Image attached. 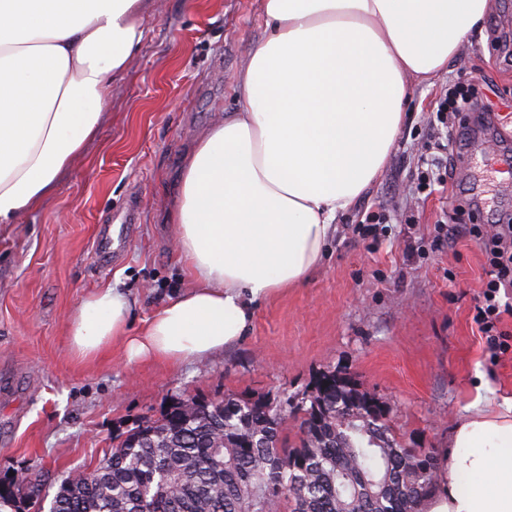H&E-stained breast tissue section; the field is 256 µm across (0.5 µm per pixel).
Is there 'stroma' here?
I'll return each instance as SVG.
<instances>
[{
    "label": "stroma",
    "instance_id": "1",
    "mask_svg": "<svg viewBox=\"0 0 512 512\" xmlns=\"http://www.w3.org/2000/svg\"><path fill=\"white\" fill-rule=\"evenodd\" d=\"M143 26L95 139L38 209L0 224V478H40L51 496L174 397L297 400L328 370L382 403L402 446L441 460L470 405L512 399V352L491 358L473 320L483 257L462 231L512 214V177L488 163L498 139H464L470 117L433 124L438 99L469 81L478 103L512 113V0H493L463 62L414 85L389 163L338 216L308 280L261 302L233 347L176 365L126 362L117 343L79 357L67 315L113 286L138 328L191 284L165 213L186 157L239 109L266 24L259 0H159ZM437 161L450 167L444 192L419 194ZM365 209L387 215L376 236L355 229ZM105 227L124 236L108 263L95 250Z\"/></svg>",
    "mask_w": 512,
    "mask_h": 512
}]
</instances>
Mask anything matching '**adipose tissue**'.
<instances>
[{
    "label": "adipose tissue",
    "mask_w": 512,
    "mask_h": 512,
    "mask_svg": "<svg viewBox=\"0 0 512 512\" xmlns=\"http://www.w3.org/2000/svg\"><path fill=\"white\" fill-rule=\"evenodd\" d=\"M490 0H261L268 33L241 106L187 159L168 214L193 284L130 330L133 303L90 294L67 317L89 358L203 360L257 305L301 286L339 213L386 164L414 84L457 58ZM154 0H0V224L36 209L93 139ZM419 512H512V400L453 429Z\"/></svg>",
    "instance_id": "adipose-tissue-1"
}]
</instances>
